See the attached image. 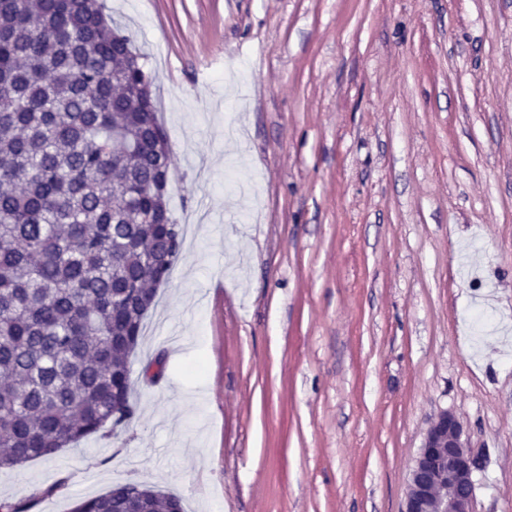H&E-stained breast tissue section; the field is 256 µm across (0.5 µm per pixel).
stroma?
Instances as JSON below:
<instances>
[{
	"label": "stroma",
	"mask_w": 512,
	"mask_h": 512,
	"mask_svg": "<svg viewBox=\"0 0 512 512\" xmlns=\"http://www.w3.org/2000/svg\"><path fill=\"white\" fill-rule=\"evenodd\" d=\"M145 55L173 218L137 413L0 497L140 482L185 512H401L428 420L512 512V0H106ZM164 357L163 376L141 368Z\"/></svg>",
	"instance_id": "35a3bbf8"
}]
</instances>
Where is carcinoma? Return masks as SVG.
<instances>
[{
  "label": "carcinoma",
  "instance_id": "carcinoma-1",
  "mask_svg": "<svg viewBox=\"0 0 512 512\" xmlns=\"http://www.w3.org/2000/svg\"><path fill=\"white\" fill-rule=\"evenodd\" d=\"M102 0H0V468L135 415L130 358L183 227L148 74ZM150 216L158 224H143ZM39 497L0 498L33 512ZM72 512H184L128 483Z\"/></svg>",
  "mask_w": 512,
  "mask_h": 512
}]
</instances>
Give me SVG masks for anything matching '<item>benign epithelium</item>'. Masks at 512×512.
<instances>
[{
  "instance_id": "1",
  "label": "benign epithelium",
  "mask_w": 512,
  "mask_h": 512,
  "mask_svg": "<svg viewBox=\"0 0 512 512\" xmlns=\"http://www.w3.org/2000/svg\"><path fill=\"white\" fill-rule=\"evenodd\" d=\"M478 462L450 411L429 423L407 474L403 512H473Z\"/></svg>"
}]
</instances>
